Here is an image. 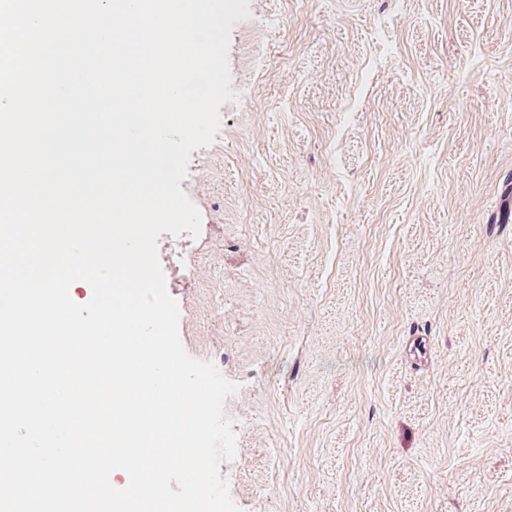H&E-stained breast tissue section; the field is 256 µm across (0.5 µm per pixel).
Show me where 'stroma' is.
Wrapping results in <instances>:
<instances>
[{"mask_svg": "<svg viewBox=\"0 0 512 512\" xmlns=\"http://www.w3.org/2000/svg\"><path fill=\"white\" fill-rule=\"evenodd\" d=\"M160 255L242 512H512V0H250Z\"/></svg>", "mask_w": 512, "mask_h": 512, "instance_id": "obj_1", "label": "stroma"}]
</instances>
